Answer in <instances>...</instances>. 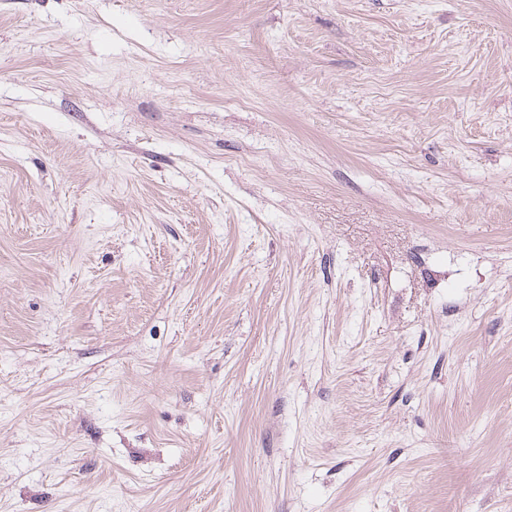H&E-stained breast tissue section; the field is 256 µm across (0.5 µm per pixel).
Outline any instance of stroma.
<instances>
[{
	"mask_svg": "<svg viewBox=\"0 0 512 512\" xmlns=\"http://www.w3.org/2000/svg\"><path fill=\"white\" fill-rule=\"evenodd\" d=\"M0 512H512V0H0Z\"/></svg>",
	"mask_w": 512,
	"mask_h": 512,
	"instance_id": "35a3bbf8",
	"label": "stroma"
}]
</instances>
